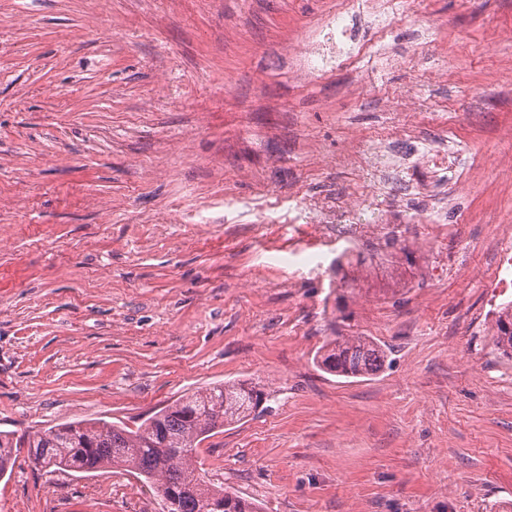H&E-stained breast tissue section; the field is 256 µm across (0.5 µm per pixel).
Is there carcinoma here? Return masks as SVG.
<instances>
[{"instance_id":"obj_1","label":"carcinoma","mask_w":512,"mask_h":512,"mask_svg":"<svg viewBox=\"0 0 512 512\" xmlns=\"http://www.w3.org/2000/svg\"><path fill=\"white\" fill-rule=\"evenodd\" d=\"M492 336L499 353L512 358V301L499 308ZM387 358L367 336H337L314 361L327 374L358 378L381 371ZM264 396L257 384L227 381L181 395L135 430L103 418L54 425L22 439L0 430V477L13 469L14 449L25 446L34 468L48 473L122 468L156 490L163 512H260L254 502L207 481L195 452L205 439L255 413Z\"/></svg>"}]
</instances>
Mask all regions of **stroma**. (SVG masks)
Wrapping results in <instances>:
<instances>
[{
    "instance_id": "1",
    "label": "stroma",
    "mask_w": 512,
    "mask_h": 512,
    "mask_svg": "<svg viewBox=\"0 0 512 512\" xmlns=\"http://www.w3.org/2000/svg\"><path fill=\"white\" fill-rule=\"evenodd\" d=\"M312 39L332 48L296 79ZM402 97L448 174L426 163L340 217L369 230L394 205L412 259L368 243L337 267L312 205L415 154L365 139ZM352 138L367 164L342 161ZM509 157L512 0H0V430L134 428L250 379L266 410L198 456L262 512L512 506V359L491 333L512 284L484 285ZM456 185L458 232L427 249ZM355 271L369 283L337 303ZM339 332L387 347L384 370H319ZM159 510L130 473H45L23 448L0 477V512Z\"/></svg>"
}]
</instances>
